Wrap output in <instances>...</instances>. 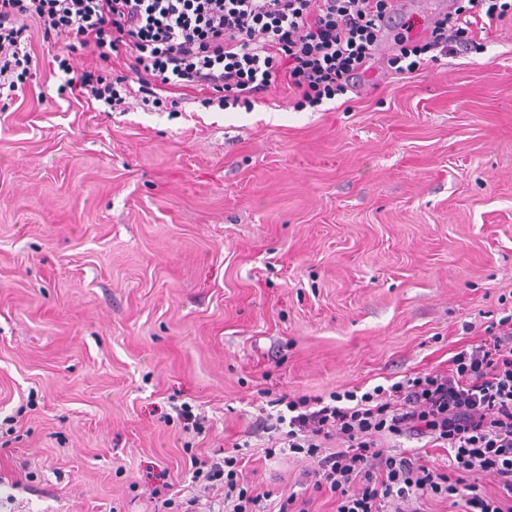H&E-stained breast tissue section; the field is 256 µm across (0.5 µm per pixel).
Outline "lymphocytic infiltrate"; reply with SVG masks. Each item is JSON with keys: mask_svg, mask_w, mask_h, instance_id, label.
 <instances>
[{"mask_svg": "<svg viewBox=\"0 0 512 512\" xmlns=\"http://www.w3.org/2000/svg\"><path fill=\"white\" fill-rule=\"evenodd\" d=\"M392 0H0V99L21 88L32 57L31 29L61 42L53 60L60 97L178 111L179 90L200 92L204 108L253 109L277 82L298 108L346 94L379 39ZM512 20V0H455L424 37L400 35L389 61L410 74L484 48ZM98 65L75 70L73 55ZM123 69H115V59ZM479 342L462 347L447 370L418 372L389 386H355L328 396L285 400L261 428L281 431L289 452L312 458V488L333 512H424L427 501L465 512H512V312L490 320ZM340 437L343 448L324 453ZM431 438L446 463L418 448L389 451L383 437ZM243 456L192 460V481L222 482L227 512H309L308 500L269 494L240 479ZM492 476L494 493L479 479Z\"/></svg>", "mask_w": 512, "mask_h": 512, "instance_id": "obj_1", "label": "lymphocytic infiltrate"}]
</instances>
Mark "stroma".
<instances>
[{"instance_id":"1","label":"stroma","mask_w":512,"mask_h":512,"mask_svg":"<svg viewBox=\"0 0 512 512\" xmlns=\"http://www.w3.org/2000/svg\"><path fill=\"white\" fill-rule=\"evenodd\" d=\"M54 52L33 31L0 106V512H168L160 473L224 512L190 459L237 444L332 512L266 458L259 394L446 369L512 306V23L411 75L378 49L315 110L109 112L58 97Z\"/></svg>"}]
</instances>
